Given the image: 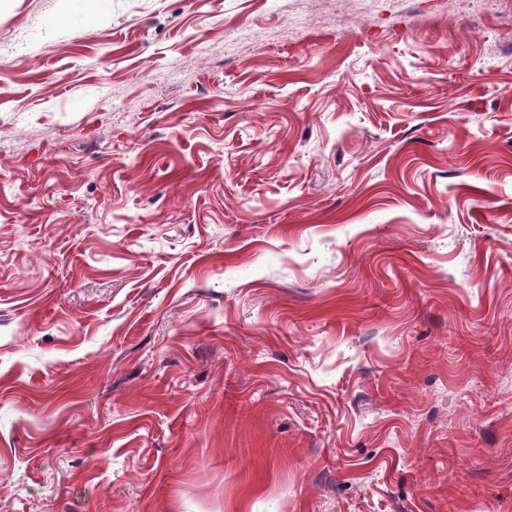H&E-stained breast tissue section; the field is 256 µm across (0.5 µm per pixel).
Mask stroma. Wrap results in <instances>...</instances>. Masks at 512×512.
Segmentation results:
<instances>
[{
    "label": "stroma",
    "mask_w": 512,
    "mask_h": 512,
    "mask_svg": "<svg viewBox=\"0 0 512 512\" xmlns=\"http://www.w3.org/2000/svg\"><path fill=\"white\" fill-rule=\"evenodd\" d=\"M0 512H512V0H0Z\"/></svg>",
    "instance_id": "stroma-1"
}]
</instances>
